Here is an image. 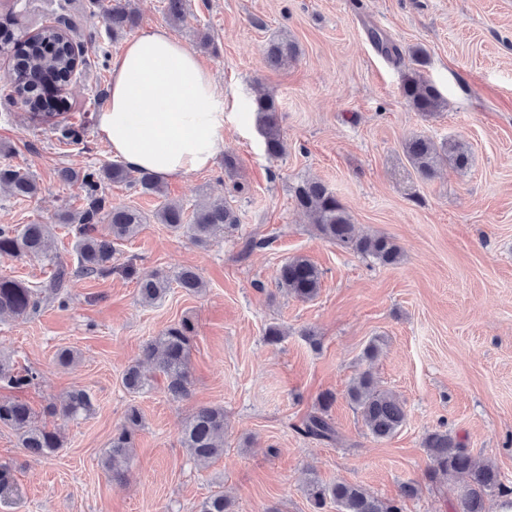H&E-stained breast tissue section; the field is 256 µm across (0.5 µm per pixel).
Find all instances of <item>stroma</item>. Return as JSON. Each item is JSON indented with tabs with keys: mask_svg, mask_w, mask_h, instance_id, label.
<instances>
[{
	"mask_svg": "<svg viewBox=\"0 0 512 512\" xmlns=\"http://www.w3.org/2000/svg\"><path fill=\"white\" fill-rule=\"evenodd\" d=\"M91 0H0V21L15 30L70 26L86 61L61 96L75 139L32 123L10 97L9 58L0 56V162L29 169L40 191L18 199L0 189V225L35 221L54 227L52 253L76 268L74 235L57 221L63 208L85 203L82 183H63L58 171L111 163L97 130L112 61L126 39H113ZM138 33L166 30L185 43L224 91V145L237 159L234 178L223 159L209 170L163 181L159 196L106 183L112 203L150 214L174 201L193 210L226 199L240 223L201 246L150 220L119 246L106 278H80L65 307L0 322V356L16 368L40 371L24 390L38 425L60 433L63 446L48 460L29 455L0 427V463L14 469L0 512H196L224 492L234 512H311L308 477L349 483L403 512H455L461 485L428 480L423 441L445 430L475 461L495 464L512 486V0H190L182 23H170L162 0H134ZM383 30L400 48H423L393 62L368 37ZM285 32L298 58L268 68L265 43ZM209 35L200 45L198 34ZM419 71L448 101L423 117L401 86ZM279 108L286 151L268 158L251 111L258 94ZM426 135L468 145L472 162L460 171L443 164L430 180L408 163L405 140ZM320 179L345 205L359 233L390 237L400 263L386 266L320 237L297 208L292 188ZM296 255L322 272L318 295L301 301L280 292L277 269ZM195 268L206 287H174L142 304L137 277ZM191 319V395L176 401L165 378L131 394L125 368L142 346L168 326ZM287 334L264 340L269 324ZM314 330L316 342L304 333ZM381 352L368 360L365 348ZM75 361L58 364L60 350ZM373 375L395 393L406 421L391 438H373L346 391L359 374ZM87 390L93 409L75 419L47 405L72 387ZM336 400L329 415L336 441L300 435L322 393ZM143 425L125 480L103 470L101 457L128 406ZM203 406L224 409V454L197 465L181 444L183 426ZM421 492L401 499L402 483Z\"/></svg>",
	"mask_w": 512,
	"mask_h": 512,
	"instance_id": "35a3bbf8",
	"label": "stroma"
}]
</instances>
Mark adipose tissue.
Listing matches in <instances>:
<instances>
[{
    "label": "adipose tissue",
    "instance_id": "adipose-tissue-1",
    "mask_svg": "<svg viewBox=\"0 0 512 512\" xmlns=\"http://www.w3.org/2000/svg\"><path fill=\"white\" fill-rule=\"evenodd\" d=\"M97 127L129 167L185 177L211 168L224 144V95L188 46L158 29L113 60Z\"/></svg>",
    "mask_w": 512,
    "mask_h": 512
}]
</instances>
